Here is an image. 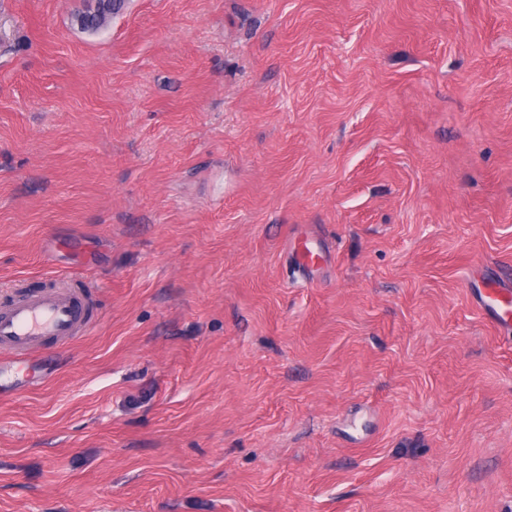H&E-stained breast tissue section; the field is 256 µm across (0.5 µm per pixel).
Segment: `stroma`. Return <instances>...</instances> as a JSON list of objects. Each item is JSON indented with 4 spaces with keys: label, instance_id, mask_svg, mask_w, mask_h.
I'll list each match as a JSON object with an SVG mask.
<instances>
[{
    "label": "stroma",
    "instance_id": "35a3bbf8",
    "mask_svg": "<svg viewBox=\"0 0 512 512\" xmlns=\"http://www.w3.org/2000/svg\"><path fill=\"white\" fill-rule=\"evenodd\" d=\"M92 2L0 0V304L100 307L0 512H512V0ZM97 0L94 7L79 14L77 20L87 29H97L119 8L121 0ZM478 288V303L490 316L492 324L508 334L512 329V285L501 276L485 277Z\"/></svg>",
    "mask_w": 512,
    "mask_h": 512
}]
</instances>
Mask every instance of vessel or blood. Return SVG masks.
Returning <instances> with one entry per match:
<instances>
[{
	"instance_id": "b4317fda",
	"label": "vessel or blood",
	"mask_w": 512,
	"mask_h": 512,
	"mask_svg": "<svg viewBox=\"0 0 512 512\" xmlns=\"http://www.w3.org/2000/svg\"><path fill=\"white\" fill-rule=\"evenodd\" d=\"M478 303L501 331L512 330V282L485 278ZM93 288L20 291L0 306V378L47 347L64 348L97 322Z\"/></svg>"
}]
</instances>
